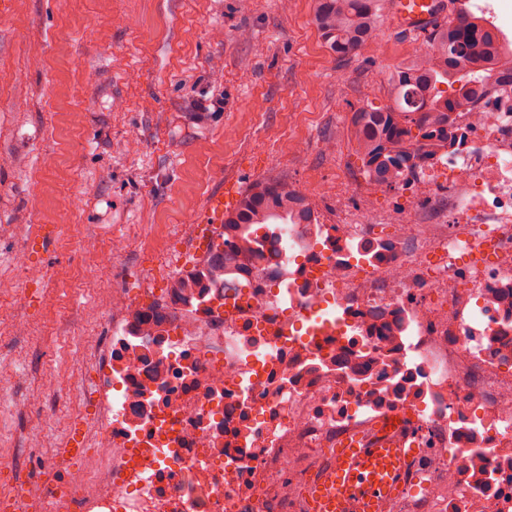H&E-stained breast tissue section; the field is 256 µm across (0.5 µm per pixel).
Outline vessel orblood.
Instances as JSON below:
<instances>
[{
	"mask_svg": "<svg viewBox=\"0 0 512 512\" xmlns=\"http://www.w3.org/2000/svg\"><path fill=\"white\" fill-rule=\"evenodd\" d=\"M389 17L397 28L421 32L445 15L446 0H387ZM237 205L235 197H211L196 222L214 224ZM408 461L399 448H343L336 453V482L311 492L316 512H346L356 504L359 512H379L383 498L394 493Z\"/></svg>",
	"mask_w": 512,
	"mask_h": 512,
	"instance_id": "b4317fda",
	"label": "vessel or blood"
}]
</instances>
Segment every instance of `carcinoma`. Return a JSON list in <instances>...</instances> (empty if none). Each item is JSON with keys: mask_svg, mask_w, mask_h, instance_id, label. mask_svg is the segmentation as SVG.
<instances>
[{"mask_svg": "<svg viewBox=\"0 0 512 512\" xmlns=\"http://www.w3.org/2000/svg\"><path fill=\"white\" fill-rule=\"evenodd\" d=\"M453 2L448 19L429 30L425 51L392 75L393 105L363 107L352 114L365 173L379 184L392 185L398 172L448 149L443 128L485 87L512 84V45L470 10V0ZM314 23L328 50L343 60L376 36L382 24L381 0H315ZM296 196L286 185L257 180L238 207L224 215V223L306 221L310 213L293 206Z\"/></svg>", "mask_w": 512, "mask_h": 512, "instance_id": "obj_1", "label": "carcinoma"}]
</instances>
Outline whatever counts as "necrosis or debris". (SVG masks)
Returning <instances> with one entry per match:
<instances>
[{"label":"necrosis or debris","mask_w":512,"mask_h":512,"mask_svg":"<svg viewBox=\"0 0 512 512\" xmlns=\"http://www.w3.org/2000/svg\"><path fill=\"white\" fill-rule=\"evenodd\" d=\"M447 133L395 181L416 193L410 213L374 208L348 174L335 210L304 193L311 223L240 225L251 243L225 248L223 277L191 237L183 287L113 284L70 356L92 377L64 393L40 374L0 436L21 486L0 503L313 512L337 449L392 439L413 455L381 512H512V92L487 88ZM89 405L84 466L43 456L41 418Z\"/></svg>","instance_id":"necrosis-or-debris-1"}]
</instances>
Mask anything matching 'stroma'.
<instances>
[{
	"mask_svg": "<svg viewBox=\"0 0 512 512\" xmlns=\"http://www.w3.org/2000/svg\"><path fill=\"white\" fill-rule=\"evenodd\" d=\"M314 0H10L0 16V367L42 366L61 336H85L89 290L117 269L131 294L163 288L161 248L210 196L256 180L298 190L362 163L359 107L390 105L394 69L424 42L382 22L339 60L313 22ZM224 99L221 111L192 102ZM50 230L30 258L8 262ZM138 234L112 258L107 243ZM29 322L28 335L11 333Z\"/></svg>",
	"mask_w": 512,
	"mask_h": 512,
	"instance_id": "1",
	"label": "stroma"
}]
</instances>
